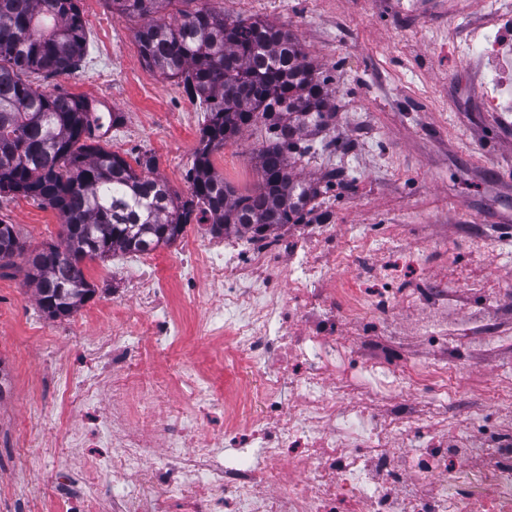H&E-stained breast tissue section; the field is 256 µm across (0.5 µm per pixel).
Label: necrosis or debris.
Masks as SVG:
<instances>
[{
	"instance_id": "obj_1",
	"label": "necrosis or debris",
	"mask_w": 512,
	"mask_h": 512,
	"mask_svg": "<svg viewBox=\"0 0 512 512\" xmlns=\"http://www.w3.org/2000/svg\"><path fill=\"white\" fill-rule=\"evenodd\" d=\"M344 262L336 254L321 263L284 237L245 247L188 237L173 278L163 258H141L148 273L138 299L148 317L138 335L120 331L89 344L85 372L57 373L60 424L76 409L94 416L110 452L80 472L59 469L60 484L77 476L87 490L54 497L49 512H512V419L496 426L494 444L476 446L469 432L483 426L485 408L449 391L446 367L405 372L373 356L374 323L388 314L390 291L323 287ZM193 265L204 267V279L190 274ZM171 283L220 345L225 383L194 363L144 374L145 361L180 333L164 307ZM213 289L219 302L206 297ZM340 313L361 321L362 362L351 363L336 338ZM300 319L306 329L293 334ZM423 386L437 392L430 410L402 401L406 389ZM379 399L388 405L382 415L367 407ZM452 412L470 427L453 448L436 437ZM218 413L222 433H205ZM397 439L412 450L401 465ZM476 453L485 459L479 487L449 492V475ZM111 474L129 486L108 490Z\"/></svg>"
}]
</instances>
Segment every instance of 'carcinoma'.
Listing matches in <instances>:
<instances>
[{
    "mask_svg": "<svg viewBox=\"0 0 512 512\" xmlns=\"http://www.w3.org/2000/svg\"><path fill=\"white\" fill-rule=\"evenodd\" d=\"M112 14L140 17L135 33L144 63L175 79L207 105L188 194H171L152 176L153 155L130 164L92 134L89 102L29 80L69 75L88 54L79 0H0V195L39 200L58 211L68 231L30 254L26 279L40 310L69 317L94 294L74 272L87 259L116 252L140 254L178 239L187 225L209 215L211 232L232 229L251 239L301 224L320 189L288 171V160L310 152V127L332 117L327 80L307 60L288 30L260 18H228L206 8L177 7L188 0H107ZM262 124L258 183L240 193L212 165L214 152ZM10 259L25 252L16 225L0 221V247ZM0 256V259L6 258Z\"/></svg>",
    "mask_w": 512,
    "mask_h": 512,
    "instance_id": "cac0c4a2",
    "label": "carcinoma"
}]
</instances>
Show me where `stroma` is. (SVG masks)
Listing matches in <instances>:
<instances>
[{"instance_id":"35a3bbf8","label":"stroma","mask_w":512,"mask_h":512,"mask_svg":"<svg viewBox=\"0 0 512 512\" xmlns=\"http://www.w3.org/2000/svg\"><path fill=\"white\" fill-rule=\"evenodd\" d=\"M229 17H259L292 30L328 81L335 116L311 130L310 154L290 160L300 181L321 186L306 223L269 231L288 235L326 256L315 231L336 227V243L356 236L374 240L365 259L336 273L367 292L384 287L422 295L447 289L448 305L397 304L382 329L390 364L434 363L460 358L449 387L471 381L484 394L488 420L512 406L496 384L512 372V105L485 107L487 96L512 83V71L476 54L475 38L504 35L512 0H196ZM94 8L107 27L111 48L101 53L87 28L89 56L48 87L85 99L97 98L100 115L122 114L107 135L106 149L129 140L125 159L155 156L156 177L186 195V173L206 114L176 80L145 65L135 38L142 21L113 17L106 0ZM265 138L262 126L212 156L215 170L239 191L258 180L254 153ZM0 220L17 225L30 249L58 243L62 219L39 201L0 195ZM134 255L85 261L96 289L72 316L43 314L25 279L23 262L0 268V369L9 390L0 398V512H45L59 493L56 468L70 459L55 428L52 377L58 367L79 373L90 340L107 339L122 321L102 322L99 312L137 310L139 286ZM168 309L184 323L172 357L210 364L220 351L201 335L191 306L177 293ZM472 318L469 334L437 344L418 327L434 319L455 325L461 312ZM80 327V335L69 330ZM31 442L19 448L15 432Z\"/></svg>"}]
</instances>
